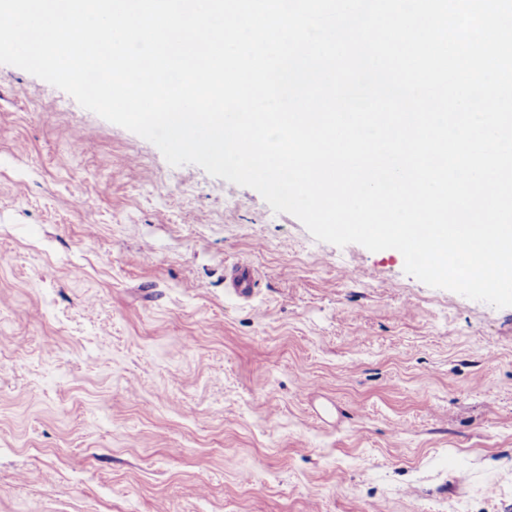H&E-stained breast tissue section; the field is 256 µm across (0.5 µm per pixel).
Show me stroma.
<instances>
[{"mask_svg": "<svg viewBox=\"0 0 512 512\" xmlns=\"http://www.w3.org/2000/svg\"><path fill=\"white\" fill-rule=\"evenodd\" d=\"M0 512H512V307L0 64ZM230 278V286L241 297H249L253 292L255 283L254 271L247 264L233 266Z\"/></svg>", "mask_w": 512, "mask_h": 512, "instance_id": "1", "label": "stroma"}]
</instances>
